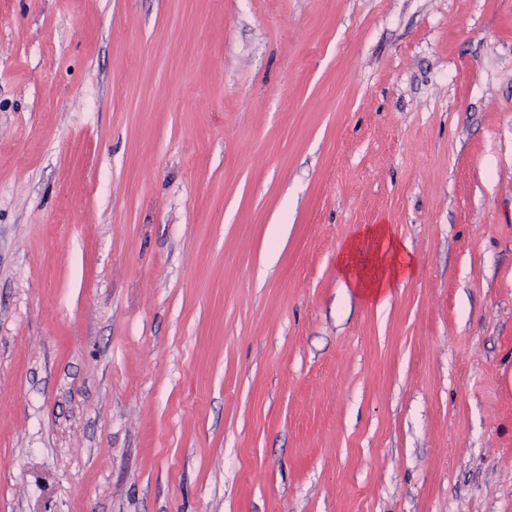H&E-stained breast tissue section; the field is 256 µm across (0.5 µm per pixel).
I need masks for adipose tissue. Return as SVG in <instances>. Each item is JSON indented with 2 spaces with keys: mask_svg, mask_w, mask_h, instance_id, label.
<instances>
[{
  "mask_svg": "<svg viewBox=\"0 0 512 512\" xmlns=\"http://www.w3.org/2000/svg\"><path fill=\"white\" fill-rule=\"evenodd\" d=\"M342 288L365 301L387 303L392 288L415 273L410 246L390 225L370 224L359 229L336 257Z\"/></svg>",
  "mask_w": 512,
  "mask_h": 512,
  "instance_id": "1",
  "label": "adipose tissue"
}]
</instances>
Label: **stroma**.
<instances>
[{
  "mask_svg": "<svg viewBox=\"0 0 512 512\" xmlns=\"http://www.w3.org/2000/svg\"><path fill=\"white\" fill-rule=\"evenodd\" d=\"M0 512H512V0H0ZM342 288L365 301L383 305L391 289L415 273L410 246L400 240L389 224L361 227L336 257Z\"/></svg>",
  "mask_w": 512,
  "mask_h": 512,
  "instance_id": "35a3bbf8",
  "label": "stroma"
}]
</instances>
